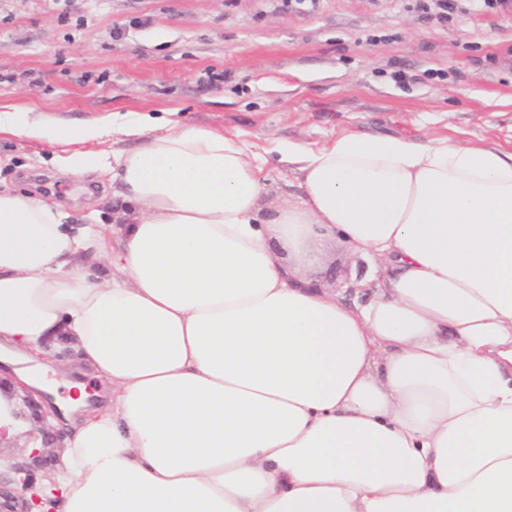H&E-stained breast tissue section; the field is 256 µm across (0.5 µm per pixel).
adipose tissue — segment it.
I'll use <instances>...</instances> for the list:
<instances>
[{"label": "adipose tissue", "mask_w": 512, "mask_h": 512, "mask_svg": "<svg viewBox=\"0 0 512 512\" xmlns=\"http://www.w3.org/2000/svg\"><path fill=\"white\" fill-rule=\"evenodd\" d=\"M13 126L61 144L146 135L132 116L0 112ZM146 137L60 160L121 181L112 223L0 189V364L61 347L110 386L105 408L64 410L48 512H512V152L281 145L303 193L265 213L267 159L248 143L176 124ZM334 237L371 261L367 303L290 272ZM27 390L47 387L28 372L0 387V439L33 430Z\"/></svg>", "instance_id": "ef3b65f1"}]
</instances>
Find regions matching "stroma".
Wrapping results in <instances>:
<instances>
[{
	"mask_svg": "<svg viewBox=\"0 0 512 512\" xmlns=\"http://www.w3.org/2000/svg\"><path fill=\"white\" fill-rule=\"evenodd\" d=\"M0 106L48 123L112 113L201 126L268 152L264 200L301 192L274 149L350 132L512 152V8L453 0H0ZM68 145L0 132V186L74 224L123 209L120 183L64 174ZM309 275L345 300L369 272L341 241Z\"/></svg>",
	"mask_w": 512,
	"mask_h": 512,
	"instance_id": "1",
	"label": "stroma"
}]
</instances>
